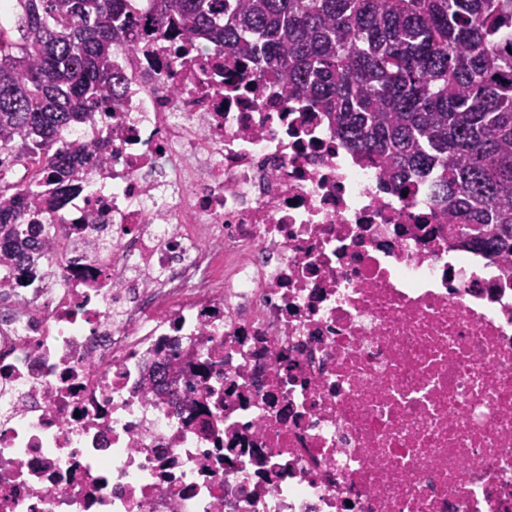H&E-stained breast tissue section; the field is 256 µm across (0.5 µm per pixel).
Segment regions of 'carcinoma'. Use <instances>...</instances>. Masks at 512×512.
Wrapping results in <instances>:
<instances>
[{
	"label": "carcinoma",
	"instance_id": "obj_1",
	"mask_svg": "<svg viewBox=\"0 0 512 512\" xmlns=\"http://www.w3.org/2000/svg\"><path fill=\"white\" fill-rule=\"evenodd\" d=\"M158 26L224 47L328 113L396 191L434 176L435 208L512 262V0H152ZM0 21V260L40 249L19 233L73 190L61 130L118 97L112 49L136 46V0H7ZM20 164L30 176L7 178ZM54 190L41 191L42 169Z\"/></svg>",
	"mask_w": 512,
	"mask_h": 512
}]
</instances>
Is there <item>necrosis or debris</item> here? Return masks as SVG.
I'll list each match as a JSON object with an SVG mask.
<instances>
[{"mask_svg":"<svg viewBox=\"0 0 512 512\" xmlns=\"http://www.w3.org/2000/svg\"><path fill=\"white\" fill-rule=\"evenodd\" d=\"M0 263V512H512V265L139 9Z\"/></svg>","mask_w":512,"mask_h":512,"instance_id":"4bbe7bcc","label":"necrosis or debris"}]
</instances>
